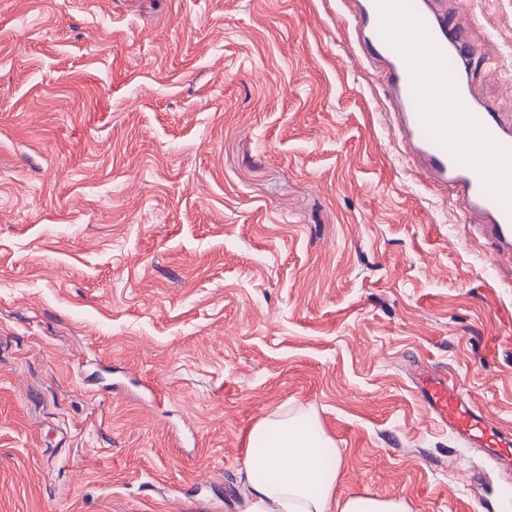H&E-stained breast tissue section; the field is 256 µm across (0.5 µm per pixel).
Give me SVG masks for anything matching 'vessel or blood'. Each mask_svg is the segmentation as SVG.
<instances>
[{
    "instance_id": "b4317fda",
    "label": "vessel or blood",
    "mask_w": 512,
    "mask_h": 512,
    "mask_svg": "<svg viewBox=\"0 0 512 512\" xmlns=\"http://www.w3.org/2000/svg\"><path fill=\"white\" fill-rule=\"evenodd\" d=\"M360 52L387 89L386 123L411 171L452 196L461 223L512 259V116L480 102L468 73L484 55L469 38L468 0H340ZM428 411L466 445L512 467V433L493 425L451 380L418 377Z\"/></svg>"
}]
</instances>
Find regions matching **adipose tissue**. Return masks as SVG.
<instances>
[{
	"mask_svg": "<svg viewBox=\"0 0 512 512\" xmlns=\"http://www.w3.org/2000/svg\"><path fill=\"white\" fill-rule=\"evenodd\" d=\"M333 446L313 417L303 424L280 412L256 422L243 460L244 512H411L401 499L340 494V463L323 461Z\"/></svg>",
	"mask_w": 512,
	"mask_h": 512,
	"instance_id": "1",
	"label": "adipose tissue"
}]
</instances>
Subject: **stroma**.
<instances>
[{"mask_svg": "<svg viewBox=\"0 0 512 512\" xmlns=\"http://www.w3.org/2000/svg\"><path fill=\"white\" fill-rule=\"evenodd\" d=\"M512 113V0H472ZM337 0H0V512H240L250 428L312 412L339 489L512 512L431 418L512 431V261L450 221ZM417 380L435 422L466 445L486 448L500 468L512 467V433L493 425L460 385L429 374H419Z\"/></svg>", "mask_w": 512, "mask_h": 512, "instance_id": "35a3bbf8", "label": "stroma"}]
</instances>
